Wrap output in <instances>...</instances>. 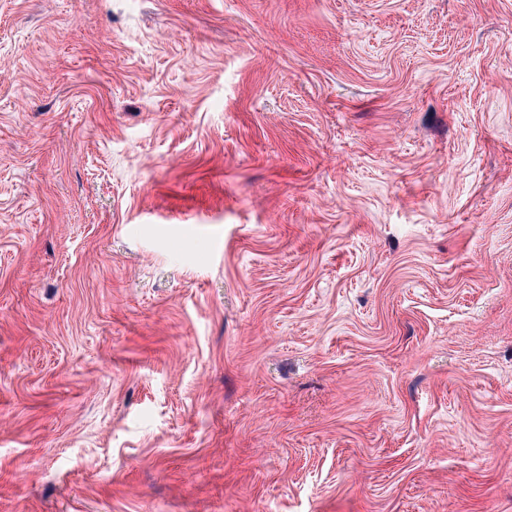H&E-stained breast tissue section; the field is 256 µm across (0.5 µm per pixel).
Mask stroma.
I'll use <instances>...</instances> for the list:
<instances>
[{"label":"stroma","instance_id":"1","mask_svg":"<svg viewBox=\"0 0 512 512\" xmlns=\"http://www.w3.org/2000/svg\"><path fill=\"white\" fill-rule=\"evenodd\" d=\"M0 512H512V0H0Z\"/></svg>","mask_w":512,"mask_h":512}]
</instances>
